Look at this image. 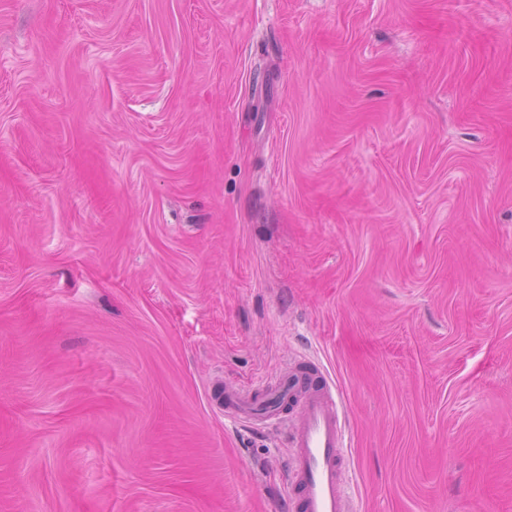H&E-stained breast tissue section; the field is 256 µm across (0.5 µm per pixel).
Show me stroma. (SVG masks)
Listing matches in <instances>:
<instances>
[{
	"label": "stroma",
	"instance_id": "1",
	"mask_svg": "<svg viewBox=\"0 0 512 512\" xmlns=\"http://www.w3.org/2000/svg\"><path fill=\"white\" fill-rule=\"evenodd\" d=\"M512 512V0H0V512ZM299 403L289 427L290 477L300 489L292 512H350L340 478L341 425L325 378L312 380L298 369L294 375Z\"/></svg>",
	"mask_w": 512,
	"mask_h": 512
}]
</instances>
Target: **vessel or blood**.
<instances>
[{
    "mask_svg": "<svg viewBox=\"0 0 512 512\" xmlns=\"http://www.w3.org/2000/svg\"><path fill=\"white\" fill-rule=\"evenodd\" d=\"M299 403L289 427L290 477L300 489L297 512H350L340 478L341 425L331 385L295 373Z\"/></svg>",
    "mask_w": 512,
    "mask_h": 512,
    "instance_id": "vessel-or-blood-1",
    "label": "vessel or blood"
}]
</instances>
